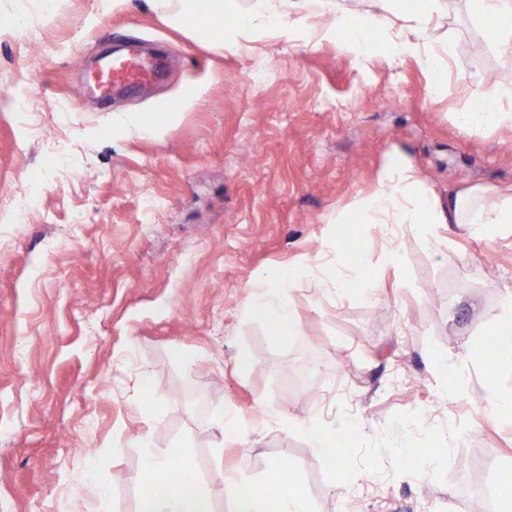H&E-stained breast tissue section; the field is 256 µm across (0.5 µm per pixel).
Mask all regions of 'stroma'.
<instances>
[{
    "instance_id": "obj_1",
    "label": "stroma",
    "mask_w": 512,
    "mask_h": 512,
    "mask_svg": "<svg viewBox=\"0 0 512 512\" xmlns=\"http://www.w3.org/2000/svg\"><path fill=\"white\" fill-rule=\"evenodd\" d=\"M435 24L454 51L436 103L417 59L274 33L219 53L145 0H58L0 29L13 94L0 101V192L31 188L26 223H0V512H88L90 462L110 512H136L140 438L160 453L189 445L205 481L219 443L225 472L259 484L287 455L313 512H468L475 497L496 512L512 420L490 418L477 393L442 399L439 362L512 392V364L481 346L512 290V238L401 226L397 275L377 263L383 230L367 226L373 296L308 286L332 218L374 189L393 151L443 199L512 186V125L455 121L482 84L511 88L512 71L464 12ZM123 37L169 52L168 77L107 110L74 98L85 65ZM252 68L281 79L241 80ZM120 112L155 135L114 126ZM258 278L286 289L295 333L247 312ZM220 414L240 416L235 440L213 428ZM286 419L345 429L343 470ZM403 442L435 457L432 478L404 474Z\"/></svg>"
}]
</instances>
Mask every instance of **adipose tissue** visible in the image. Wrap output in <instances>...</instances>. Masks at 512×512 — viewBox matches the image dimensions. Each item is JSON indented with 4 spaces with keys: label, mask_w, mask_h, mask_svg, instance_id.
<instances>
[{
    "label": "adipose tissue",
    "mask_w": 512,
    "mask_h": 512,
    "mask_svg": "<svg viewBox=\"0 0 512 512\" xmlns=\"http://www.w3.org/2000/svg\"><path fill=\"white\" fill-rule=\"evenodd\" d=\"M309 0H250L240 11L238 0H152L154 11L167 22L185 31L206 30L210 46L217 51L237 50L241 40L253 33L275 32L287 39L297 34L339 35L341 49L362 55L368 50L371 32H380L382 43L392 58L413 57L430 75L431 94L440 98L447 82L442 52L434 53L431 22L434 18L461 9L486 29L512 67V0H316L319 11L311 13ZM235 24V38L224 35L226 21ZM459 125L481 129L512 123V90L493 89L473 95ZM357 224H412L428 228L454 224L469 235L491 232L512 236V190L475 187L440 199L425 187L419 171L405 156L392 154L376 175L375 189L353 206ZM301 432L333 469H342L343 440L332 427L295 422ZM141 454L140 484L154 486L151 494L140 495L137 512H311L306 498L282 478L270 485L256 486L229 476H221L217 486L200 484L195 473H175L171 455L153 451L138 441Z\"/></svg>",
    "instance_id": "ef3b65f1"
}]
</instances>
